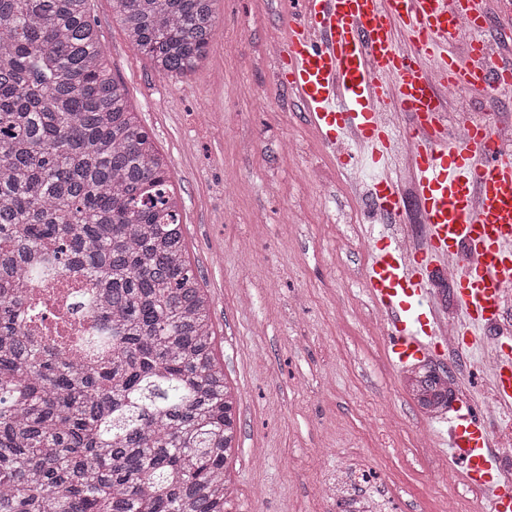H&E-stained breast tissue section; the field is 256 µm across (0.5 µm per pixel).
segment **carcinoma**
Wrapping results in <instances>:
<instances>
[{"mask_svg":"<svg viewBox=\"0 0 512 512\" xmlns=\"http://www.w3.org/2000/svg\"><path fill=\"white\" fill-rule=\"evenodd\" d=\"M215 0H112L131 45L185 75ZM169 165L112 77L90 0H0V512H232L236 392L189 261ZM75 266L87 365L24 332L23 288ZM427 415L448 371L411 368Z\"/></svg>","mask_w":512,"mask_h":512,"instance_id":"carcinoma-1","label":"carcinoma"}]
</instances>
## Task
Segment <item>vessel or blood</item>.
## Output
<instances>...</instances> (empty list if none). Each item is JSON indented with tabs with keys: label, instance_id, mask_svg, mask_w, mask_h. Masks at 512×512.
<instances>
[{
	"label": "vessel or blood",
	"instance_id": "1",
	"mask_svg": "<svg viewBox=\"0 0 512 512\" xmlns=\"http://www.w3.org/2000/svg\"><path fill=\"white\" fill-rule=\"evenodd\" d=\"M467 15L470 26L457 22ZM512 18V0H289L284 14L278 80L309 113L323 148L355 138L357 150L337 154L340 168L361 164L375 177L370 195L384 223L401 215L404 197L391 159L406 164L425 217V242L402 248L372 233L374 250L363 282L384 327L390 362L403 366L443 354L440 324L427 303L442 265L457 269L462 345L483 350L493 341V389L512 414V346L500 328L504 284L512 283V154L499 144V123L473 122L467 136L448 128L436 82L481 92L496 112L512 91V28L502 27L498 52L477 37L490 16ZM395 112L405 125H388ZM439 447L461 468L490 512H512V476L502 473L485 418L473 402L456 410Z\"/></svg>",
	"mask_w": 512,
	"mask_h": 512
}]
</instances>
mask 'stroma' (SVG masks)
<instances>
[{
    "mask_svg": "<svg viewBox=\"0 0 512 512\" xmlns=\"http://www.w3.org/2000/svg\"><path fill=\"white\" fill-rule=\"evenodd\" d=\"M91 13L113 75L170 163L189 260L211 298L215 346L238 389L234 512H342L324 495L347 469L382 512H487L442 451L448 428L407 394L362 284L370 195L333 166L294 94L275 80L285 0H216L217 33L196 71H158L112 0ZM364 214L354 224V211ZM486 353L437 357L459 399L492 397Z\"/></svg>",
    "mask_w": 512,
    "mask_h": 512,
    "instance_id": "1",
    "label": "stroma"
}]
</instances>
